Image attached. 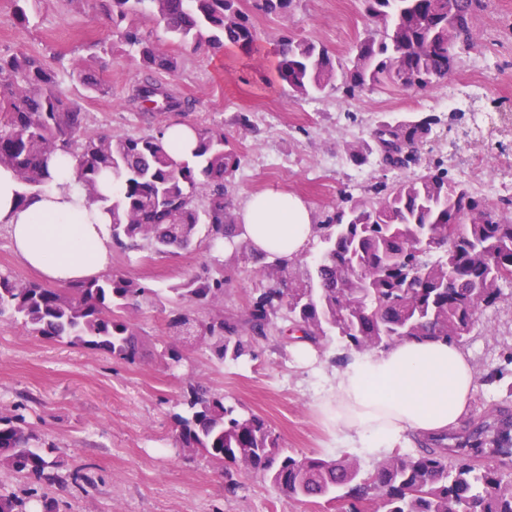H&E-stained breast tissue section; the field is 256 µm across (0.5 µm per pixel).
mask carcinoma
<instances>
[{
    "mask_svg": "<svg viewBox=\"0 0 512 512\" xmlns=\"http://www.w3.org/2000/svg\"><path fill=\"white\" fill-rule=\"evenodd\" d=\"M76 8L109 16L121 39L138 56L146 77L134 100L143 111L176 114L185 104L152 74L171 73L178 59L165 51L146 22L164 25L172 37L219 53L256 49L257 31L244 0H68ZM298 0H253L256 10L280 18ZM368 28L342 61L323 45L280 34L274 48L275 77L292 97L342 91L351 98L390 85L424 89L448 80L463 57L479 48L474 20L483 0H362ZM89 92L104 86L94 61L75 66ZM86 114L58 89L56 72L25 51L0 53V166L18 176L25 193L51 179L58 153L74 160L77 182L90 203L112 215V244L122 250L175 254L191 249L200 226L212 245L227 242L231 256L254 264L270 282L253 293L238 314L225 307L230 278L204 268L162 293L120 273H105L54 290L0 274V317L21 322L30 333L110 355L140 359L143 336L130 311L146 304L171 305L167 323L176 337L219 361L255 356L261 343L283 339L316 346L337 337L349 350H382L401 341L445 340L465 347L481 314L503 301L512 284V197L496 202L469 184L428 165L373 195L340 205L313 232L325 244L311 265L257 252L240 238L232 179L241 156L224 131L198 126L192 157L177 159L161 134H83ZM440 116L386 122L372 143L348 142L357 166L377 153L390 170L419 160ZM112 175L108 196L100 178ZM203 309V318L194 310ZM174 437L225 467L273 485L318 512H512V415L498 426L473 424L460 447L492 445L496 463L480 466L448 448L419 453L398 449L370 470L349 456H296L261 416L239 412L224 396L189 384L183 409L173 414ZM55 446L43 443L23 415L0 416V469L36 482L92 479L62 475Z\"/></svg>",
    "mask_w": 512,
    "mask_h": 512,
    "instance_id": "1",
    "label": "carcinoma"
}]
</instances>
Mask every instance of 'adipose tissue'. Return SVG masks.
Returning <instances> with one entry per match:
<instances>
[{
    "label": "adipose tissue",
    "mask_w": 512,
    "mask_h": 512,
    "mask_svg": "<svg viewBox=\"0 0 512 512\" xmlns=\"http://www.w3.org/2000/svg\"><path fill=\"white\" fill-rule=\"evenodd\" d=\"M50 171L49 186L27 196L14 172L0 166V225L23 265L66 286L110 268L112 218L87 205L70 157H55ZM236 214L242 238L269 257H298L310 247L312 211L300 198L257 194ZM475 390L463 350L443 341H404L351 353L333 372L320 407L344 444L384 455L455 428Z\"/></svg>",
    "instance_id": "adipose-tissue-1"
}]
</instances>
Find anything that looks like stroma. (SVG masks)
Returning a JSON list of instances; mask_svg holds the SVG:
<instances>
[{
	"mask_svg": "<svg viewBox=\"0 0 512 512\" xmlns=\"http://www.w3.org/2000/svg\"><path fill=\"white\" fill-rule=\"evenodd\" d=\"M485 2L476 20L481 47L454 76L458 87L472 93L459 109L442 104L448 91L444 83L420 92L388 86L360 99L336 92L289 99L273 71L277 37L288 29L324 44L336 57L349 58L366 28L361 0H300L287 18L256 16L258 50L250 55L234 48L218 55L196 50L173 41L163 25H152L162 48L180 62L177 72H162L156 79L188 101L182 120L221 127L238 148L235 204L254 193L286 192L305 200L314 223H322L336 206L366 196L371 185L403 176L384 169L375 156L364 168L352 166L346 142L371 140L380 123L420 112L442 119L420 153L421 164L442 163L454 179L470 168L473 186L496 199L495 182L512 178V128L499 119L512 115V0ZM25 9L27 22L17 23L13 0H0V51L45 56L62 91L86 112L87 133L143 135L167 124V116L139 111L131 102L145 73L104 14L77 11L67 0H28ZM93 53L104 62L100 78L106 91L90 97L72 71L75 62ZM240 112L250 113L252 131L237 128ZM476 112L490 113L493 124L475 130ZM486 156L495 160L494 168L481 165ZM204 266L230 276L226 303L238 311L250 292L265 285L252 263L231 261L229 249L203 238L175 255L112 252L113 271L163 290ZM167 316V310L148 305L132 311L145 341L133 364L45 340L0 319V416L24 414L40 437L55 445L64 472L80 469L95 481L82 491L30 483L2 469L0 494L25 499L27 512H40L45 494L67 501L69 512H314L309 504L241 473L234 479L236 488H229L221 465L176 446L171 415L192 382L205 383L236 410L265 418L292 454L350 455L363 465L373 463V455L362 449L337 447L318 406L325 376L347 355L341 342L320 349L321 363L315 367L299 365L291 347L267 345L255 357L222 362L190 347L181 365L170 366L161 358L174 341ZM511 341L512 309L484 311L467 348L476 372L499 368L502 345ZM502 405L512 408L505 382L478 383L471 415L449 431V444H456L473 419L495 420Z\"/></svg>",
	"mask_w": 512,
	"mask_h": 512,
	"instance_id": "obj_1",
	"label": "stroma"
}]
</instances>
